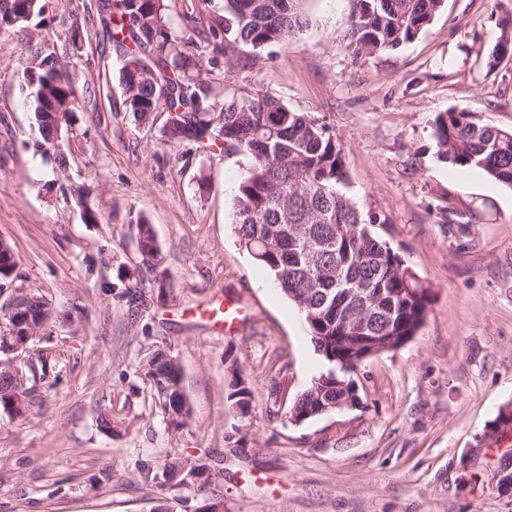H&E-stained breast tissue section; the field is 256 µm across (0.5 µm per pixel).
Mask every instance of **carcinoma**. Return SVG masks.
Returning <instances> with one entry per match:
<instances>
[{
    "label": "carcinoma",
    "instance_id": "obj_1",
    "mask_svg": "<svg viewBox=\"0 0 512 512\" xmlns=\"http://www.w3.org/2000/svg\"><path fill=\"white\" fill-rule=\"evenodd\" d=\"M300 0H224L223 13L212 18V55L186 51V42L164 12L163 0H101L99 21L115 50L125 57L120 81L125 104L145 118L168 113L164 129L171 144L192 143L243 155L249 164L235 198L239 243L301 312L315 350L337 367V381L313 380L297 395L284 417L292 424L334 411L336 400L353 394L350 358L336 354V337L347 336L344 314L357 313L364 336L413 337L431 303L429 288L375 225L386 219L358 206L349 193L342 148L325 126L307 112H296L267 91L233 89L218 96L207 68L219 64L252 66L263 49L282 46L308 24ZM442 0H357L346 38L354 56L394 51L413 40L433 20ZM42 0H0V29L14 18L42 12ZM34 84L27 92L49 101L71 99L78 92L67 73L65 57L43 46L34 50ZM433 137L440 161L462 170L477 169L512 190V129L480 121L473 112L451 109L435 119ZM468 210H448L447 223L464 234L472 223ZM145 250L143 261L157 253L152 225L135 224ZM371 288L382 294L365 305L352 290ZM151 374L145 376L160 412L177 413L183 403L180 364L164 345L149 348ZM25 403L34 382L46 376V358L26 367ZM229 404L250 408L251 381L224 377ZM174 457L159 470L143 466L145 479L164 491L188 484L203 492L213 483L209 465H199L198 484Z\"/></svg>",
    "mask_w": 512,
    "mask_h": 512
}]
</instances>
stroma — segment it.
Masks as SVG:
<instances>
[{
	"label": "stroma",
	"instance_id": "1",
	"mask_svg": "<svg viewBox=\"0 0 512 512\" xmlns=\"http://www.w3.org/2000/svg\"><path fill=\"white\" fill-rule=\"evenodd\" d=\"M97 0H45L40 16L0 30V239L17 266L11 289L57 317L26 418L0 413V512H193L201 493L160 491L142 462L206 457L224 512H512L497 473L512 438L495 421L512 408V191L440 162L438 113H477L512 128V56L494 58L512 0H443L431 24L394 52L353 59L344 35L355 0H302L309 24L249 68L218 67L217 89L263 90L326 125L343 150L349 191L387 215L384 236L431 291L426 319L397 350L352 375L359 407L299 425L272 394L307 389L329 368L297 308L239 244L234 199L247 161L194 144L170 146L167 115L127 110L123 58L100 25L71 45L72 21ZM177 30L203 44L223 0H164ZM49 44L80 97L64 177L34 150L22 91L29 52ZM98 223H85L83 208ZM469 209L452 236L443 217ZM152 224L158 255L142 261L134 222ZM163 273L169 296L147 279ZM145 284L130 317L124 291ZM240 306L235 326L204 315ZM182 368L190 418L168 428L138 372L152 343ZM253 381L252 415L224 397V353ZM112 417L113 432L99 425ZM110 481H100L102 471Z\"/></svg>",
	"mask_w": 512,
	"mask_h": 512
}]
</instances>
